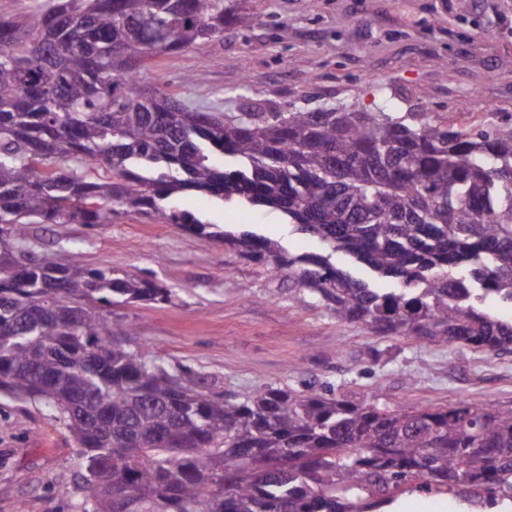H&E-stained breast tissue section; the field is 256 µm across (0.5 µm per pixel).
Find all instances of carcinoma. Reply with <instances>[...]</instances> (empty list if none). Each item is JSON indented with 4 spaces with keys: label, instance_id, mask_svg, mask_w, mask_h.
<instances>
[{
    "label": "carcinoma",
    "instance_id": "obj_1",
    "mask_svg": "<svg viewBox=\"0 0 512 512\" xmlns=\"http://www.w3.org/2000/svg\"><path fill=\"white\" fill-rule=\"evenodd\" d=\"M227 2L56 0L0 17V394L43 402L72 433L83 512H117L132 491L133 512H369L405 490L512 503V408L215 393L95 310L171 289L20 249L31 224H108L117 206L222 241L339 322L512 351V321L486 308L512 305V128L355 104L222 117L140 79L153 56L224 34ZM186 189L278 210L326 253L215 230L169 205Z\"/></svg>",
    "mask_w": 512,
    "mask_h": 512
}]
</instances>
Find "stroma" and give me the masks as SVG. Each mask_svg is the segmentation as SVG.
Wrapping results in <instances>:
<instances>
[{
  "label": "stroma",
  "mask_w": 512,
  "mask_h": 512,
  "mask_svg": "<svg viewBox=\"0 0 512 512\" xmlns=\"http://www.w3.org/2000/svg\"><path fill=\"white\" fill-rule=\"evenodd\" d=\"M222 36L148 61L192 107L224 114L289 112L359 101L386 112H432L451 125L512 126V0H230ZM198 82H187L190 74ZM493 101L494 111L484 109ZM205 221L322 252L276 211L222 206L194 190L172 199ZM35 255L66 247L87 264L171 288L166 304L102 309L133 324L128 342L191 368L239 396L273 386L391 408L512 406V353L439 346L337 322L314 296L239 258L222 242L141 215L108 224H35ZM78 445L41 402L0 398V512H80ZM383 512H470L448 494L400 493Z\"/></svg>",
  "instance_id": "1"
}]
</instances>
